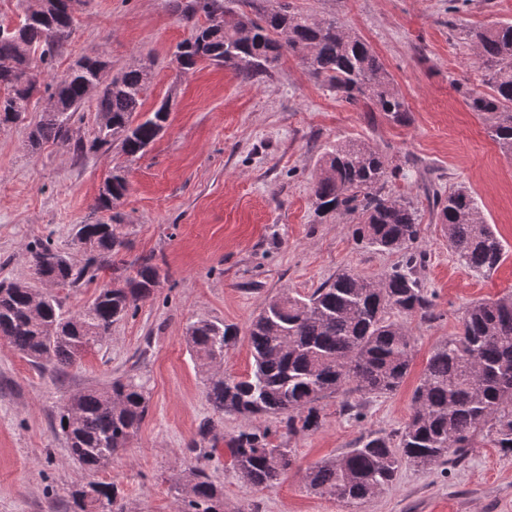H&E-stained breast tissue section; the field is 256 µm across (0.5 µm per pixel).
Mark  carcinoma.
Returning <instances> with one entry per match:
<instances>
[{
  "label": "carcinoma",
  "instance_id": "1",
  "mask_svg": "<svg viewBox=\"0 0 512 512\" xmlns=\"http://www.w3.org/2000/svg\"><path fill=\"white\" fill-rule=\"evenodd\" d=\"M67 2L49 0L39 15L24 7L20 27H0V125L24 120L33 99L44 91L54 104L28 131L30 145L52 142L78 155L116 147L128 158H140L167 120L161 106L134 123L151 83V64H134L99 89L98 57L85 56L52 83L40 81L38 67L50 65L72 34ZM226 9V0L181 5L187 21L198 14L210 19L204 28L193 25L190 37L177 45L175 58L183 68L210 61L252 81L269 76L286 49L348 104L407 123L409 106L391 74L371 45L345 25L276 0L271 8L239 12L236 23L226 27L219 20ZM465 39L488 87L486 92L465 91V104L512 159V22L469 29ZM89 102L107 123L97 126L86 146L73 140L71 119ZM388 177L379 152L361 142L338 141L324 153L312 193L322 214L358 217L352 229L358 243L402 254L391 272L369 278L343 270L307 296L285 292L272 299L247 327L254 368L244 376L220 373L226 350L237 341L235 326L210 320L188 326L186 343L209 373L205 396L216 414H271L290 434L309 432L321 426L323 398L387 396L401 386L414 340L391 315L429 319L433 301L417 275L424 259L415 250L421 234L417 210L386 193ZM127 192L125 177L113 168L112 187L98 196L96 208L116 207ZM434 207L448 234V248L461 265L487 272L504 261L502 241L466 187L445 198L435 196ZM121 221L115 212L106 221L79 227L80 266L47 240L29 245L35 278L73 286L88 274L94 278L110 270L112 288L102 287L89 306L69 314L51 294L34 300L35 289L26 282H0V338L39 367L63 371L100 345L131 307L149 298L160 286L161 268L151 258L129 263L121 257ZM147 412L145 386L132 378L115 379L106 389L71 396L58 414V427L73 458L94 474L126 447ZM216 427L213 420L204 422L200 440L192 441L189 451L197 452L200 441H215ZM478 439L512 454L511 292L472 304L459 332L433 348L400 431L361 435L347 452L307 469L306 483L313 491L359 503L381 493L404 464H463ZM227 445L232 468L260 489L275 488L295 463L293 449L284 441L274 443L266 432L241 431ZM187 473L181 512H217L222 490L199 463ZM119 497L115 483L89 481L71 493L72 512H122Z\"/></svg>",
  "mask_w": 512,
  "mask_h": 512
}]
</instances>
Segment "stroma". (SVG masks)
Here are the masks:
<instances>
[{
  "label": "stroma",
  "mask_w": 512,
  "mask_h": 512,
  "mask_svg": "<svg viewBox=\"0 0 512 512\" xmlns=\"http://www.w3.org/2000/svg\"><path fill=\"white\" fill-rule=\"evenodd\" d=\"M178 0H82L74 31L52 76L80 57L105 54L113 71L140 59L153 79L142 114L169 101L166 130L140 159L71 151L47 143L31 150L24 122L0 127V281L32 282L27 247L51 238L71 261L82 258L78 225L107 219L95 200L105 174L123 166L129 191L117 207L126 226V259L153 257L166 274L110 336L60 373L39 371L0 340V512H70V493L88 475L56 426L75 393L135 377L148 414L98 480L116 483L123 512H178L179 475L189 444L213 411L204 373L186 344L194 321L246 328L282 292L308 295L339 270L377 278L402 256L357 243L353 219L315 212L312 182L323 152L339 140L378 150L398 173L386 191L418 210L424 255L419 277L434 316L405 317L414 338L408 375L392 395L359 399V416L341 398L320 401L321 427L287 437L270 415L224 414L219 430L270 431L296 463L276 488L261 490L230 466L218 444L206 469L221 487V512H512V454L477 445L465 465L402 467L391 487L361 505L310 490V466L340 455L364 432L392 434L408 420L411 397L433 347L454 335L473 302L512 292V162L464 103L483 89V72L464 31L512 22V0H290L301 12L333 18L366 39L410 109L407 124L353 108L290 53L272 78L245 82L233 68L206 62L181 71L174 52L191 33ZM466 186L502 240L506 258L483 274L459 265L432 212L433 192Z\"/></svg>",
  "instance_id": "1"
}]
</instances>
